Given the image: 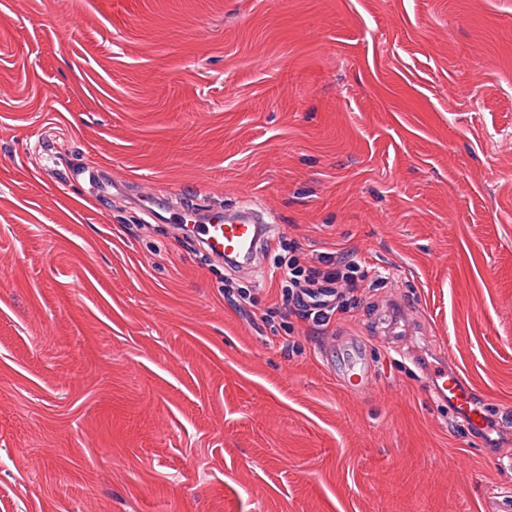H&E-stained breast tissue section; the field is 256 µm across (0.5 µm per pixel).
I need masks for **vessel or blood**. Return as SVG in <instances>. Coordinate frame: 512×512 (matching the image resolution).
Returning a JSON list of instances; mask_svg holds the SVG:
<instances>
[{"mask_svg":"<svg viewBox=\"0 0 512 512\" xmlns=\"http://www.w3.org/2000/svg\"><path fill=\"white\" fill-rule=\"evenodd\" d=\"M171 197L169 191H154L137 196L135 205L148 215H162L164 222L172 224L178 233L196 238L212 259L254 268L272 233L270 214L265 208L244 201L235 209L201 210L188 198L172 205ZM327 365L347 390L362 391L368 387L371 367L360 347L346 349L340 360H328ZM426 384L436 400L447 402L471 426L482 429L486 408L476 402L459 371L441 364L432 366Z\"/></svg>","mask_w":512,"mask_h":512,"instance_id":"1","label":"vessel or blood"}]
</instances>
